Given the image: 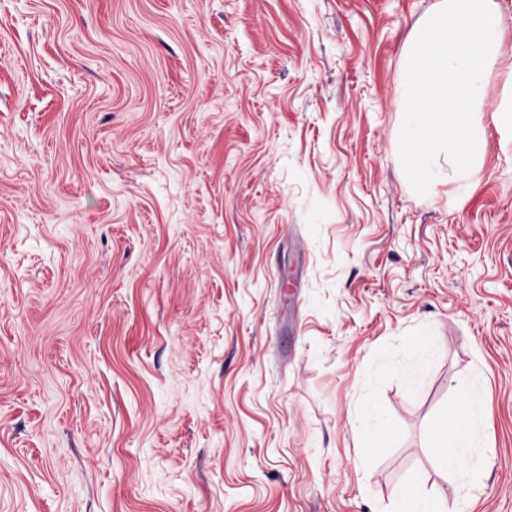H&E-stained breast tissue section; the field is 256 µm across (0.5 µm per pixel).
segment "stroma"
I'll return each instance as SVG.
<instances>
[{
	"label": "stroma",
	"instance_id": "obj_1",
	"mask_svg": "<svg viewBox=\"0 0 512 512\" xmlns=\"http://www.w3.org/2000/svg\"><path fill=\"white\" fill-rule=\"evenodd\" d=\"M437 2L0 0V512L452 501L466 392L465 512H512V0L478 186L420 196L402 54ZM486 426V413L470 395L448 407L436 423L431 453L442 471L464 477L461 486L484 465L485 458L475 448Z\"/></svg>",
	"mask_w": 512,
	"mask_h": 512
}]
</instances>
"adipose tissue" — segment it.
I'll use <instances>...</instances> for the list:
<instances>
[{"instance_id": "adipose-tissue-1", "label": "adipose tissue", "mask_w": 512, "mask_h": 512, "mask_svg": "<svg viewBox=\"0 0 512 512\" xmlns=\"http://www.w3.org/2000/svg\"><path fill=\"white\" fill-rule=\"evenodd\" d=\"M486 426L487 415L471 396L451 405L437 421L431 445L439 468L467 480L477 475L485 462L477 440Z\"/></svg>"}]
</instances>
